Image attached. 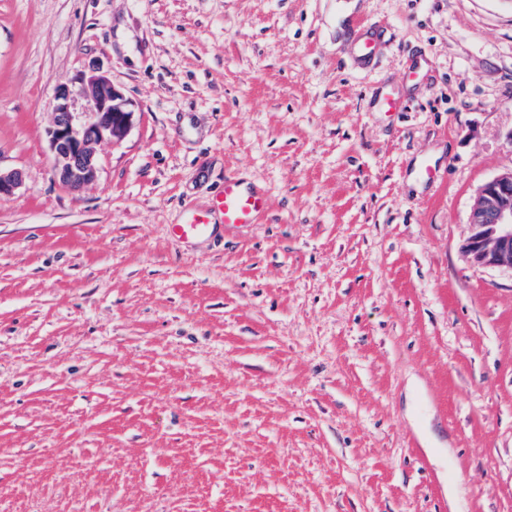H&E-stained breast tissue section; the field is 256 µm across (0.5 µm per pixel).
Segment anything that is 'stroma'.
<instances>
[{
  "mask_svg": "<svg viewBox=\"0 0 512 512\" xmlns=\"http://www.w3.org/2000/svg\"><path fill=\"white\" fill-rule=\"evenodd\" d=\"M92 60L135 115L73 193ZM509 168L512 0H0V512H512ZM229 172L268 214L174 241ZM469 224L463 246L467 260L512 270V168L478 187Z\"/></svg>",
  "mask_w": 512,
  "mask_h": 512,
  "instance_id": "1",
  "label": "stroma"
}]
</instances>
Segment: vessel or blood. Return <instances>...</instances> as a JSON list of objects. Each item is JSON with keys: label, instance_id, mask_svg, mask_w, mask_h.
I'll use <instances>...</instances> for the list:
<instances>
[{"label": "vessel or blood", "instance_id": "1", "mask_svg": "<svg viewBox=\"0 0 512 512\" xmlns=\"http://www.w3.org/2000/svg\"><path fill=\"white\" fill-rule=\"evenodd\" d=\"M268 208L269 201L263 191L237 177L228 176L224 179L221 195L211 208L188 212L183 223L173 225L172 235L178 242L190 244L213 235L220 223L227 226L258 223Z\"/></svg>", "mask_w": 512, "mask_h": 512}]
</instances>
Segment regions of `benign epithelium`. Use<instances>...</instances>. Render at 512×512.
Wrapping results in <instances>:
<instances>
[{
  "instance_id": "benign-epithelium-1",
  "label": "benign epithelium",
  "mask_w": 512,
  "mask_h": 512,
  "mask_svg": "<svg viewBox=\"0 0 512 512\" xmlns=\"http://www.w3.org/2000/svg\"><path fill=\"white\" fill-rule=\"evenodd\" d=\"M86 101L89 120L80 122L72 111L74 97ZM56 108L48 130L59 183L76 193L97 178L95 146L124 138L134 111L125 94L91 62L79 78V87L56 85ZM22 183L17 171L0 170V199L15 194ZM471 233L463 246L467 260L479 266L512 270V168L478 187L470 216Z\"/></svg>"
}]
</instances>
